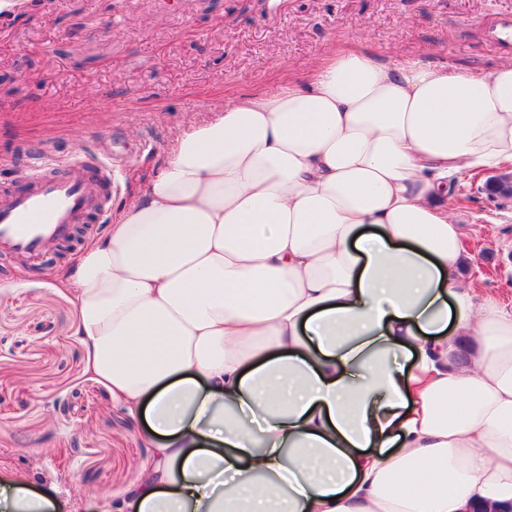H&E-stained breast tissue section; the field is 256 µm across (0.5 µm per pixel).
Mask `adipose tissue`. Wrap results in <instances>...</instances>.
<instances>
[{
    "label": "adipose tissue",
    "mask_w": 512,
    "mask_h": 512,
    "mask_svg": "<svg viewBox=\"0 0 512 512\" xmlns=\"http://www.w3.org/2000/svg\"><path fill=\"white\" fill-rule=\"evenodd\" d=\"M512 166L489 74L361 43L187 120L54 286L146 460L100 512H495L512 310L464 276L448 179ZM0 473V512H59Z\"/></svg>",
    "instance_id": "obj_1"
}]
</instances>
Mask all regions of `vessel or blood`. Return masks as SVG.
<instances>
[{
    "instance_id": "1",
    "label": "vessel or blood",
    "mask_w": 512,
    "mask_h": 512,
    "mask_svg": "<svg viewBox=\"0 0 512 512\" xmlns=\"http://www.w3.org/2000/svg\"><path fill=\"white\" fill-rule=\"evenodd\" d=\"M112 197V164L88 153L78 158L43 147L40 162L0 189V255L31 259L49 253L75 225L103 215Z\"/></svg>"
}]
</instances>
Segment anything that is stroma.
Returning a JSON list of instances; mask_svg holds the SVG:
<instances>
[{"label":"stroma","mask_w":512,"mask_h":512,"mask_svg":"<svg viewBox=\"0 0 512 512\" xmlns=\"http://www.w3.org/2000/svg\"><path fill=\"white\" fill-rule=\"evenodd\" d=\"M507 29L512 0H17L0 13V153L23 167L49 139L72 153L107 147L116 205L159 171L182 122L303 77L331 44L358 38L385 60L488 73L512 58ZM487 179L457 174L448 211L474 254L468 275L510 308L512 198L489 194ZM83 240L26 264L0 259V467L37 491L57 484L62 500L78 482L94 512L147 450L65 334L74 311L52 274Z\"/></svg>","instance_id":"35a3bbf8"}]
</instances>
